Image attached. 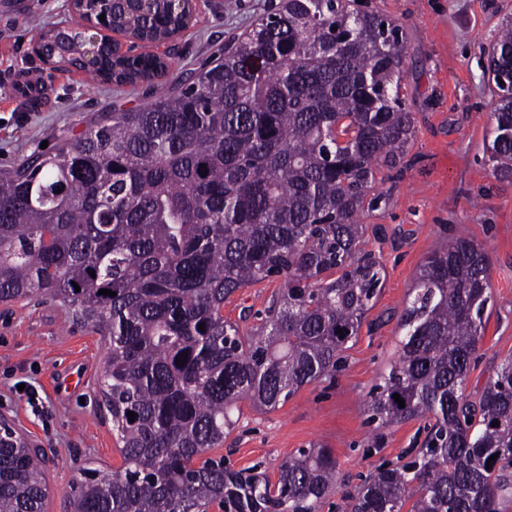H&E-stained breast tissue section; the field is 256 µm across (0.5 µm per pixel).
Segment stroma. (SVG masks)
<instances>
[{"mask_svg": "<svg viewBox=\"0 0 512 512\" xmlns=\"http://www.w3.org/2000/svg\"><path fill=\"white\" fill-rule=\"evenodd\" d=\"M369 2L407 33L404 102L416 130L401 168L382 185L386 207L364 218L373 229L366 248L385 266L384 287L333 383L303 387L268 413L243 408L223 447L208 452L235 470L270 471L295 450L322 443L340 471L338 492L322 512H343L344 492L380 464L408 461L425 438L421 419L376 430L367 421L366 397L397 358L407 294L438 242L468 238L490 259L491 301L467 379L470 401H479L512 356V182L494 176L484 150L493 127L486 51L512 0ZM274 3L195 0L188 27L163 47L167 85L178 86L188 70L218 58L225 42L247 34ZM76 21L67 0H0V170L78 137L104 113L150 100L145 85L95 83L32 54L40 28ZM280 286L274 279L240 290L225 302V317L237 319L244 307L264 310ZM105 356L100 337L60 303L35 297L0 304V415L48 460L44 512H67L71 488L86 469L122 464L99 386ZM21 380L38 392V406L16 391Z\"/></svg>", "mask_w": 512, "mask_h": 512, "instance_id": "stroma-1", "label": "stroma"}]
</instances>
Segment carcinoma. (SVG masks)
<instances>
[{"mask_svg":"<svg viewBox=\"0 0 512 512\" xmlns=\"http://www.w3.org/2000/svg\"><path fill=\"white\" fill-rule=\"evenodd\" d=\"M183 12L164 0L134 21L150 41L178 31ZM41 37L79 53L61 31ZM406 44L396 21L350 0H279L178 91L157 88L148 103L0 171V302L47 296L107 349L100 385L123 465L91 470L70 512H319L336 491L338 462L320 444L283 460L274 482L195 462L224 445L241 403L274 411L334 379L360 335L385 279L360 216L386 203L377 173L400 165L415 133L401 98ZM167 69L151 54L103 52L84 72L155 85ZM488 71L487 151L493 173L512 179V92L500 85L512 77L509 14ZM489 265L479 244L458 238L420 266L398 362L366 408L381 427L433 423L413 461L379 467L346 495L348 512H501L512 494V356L478 403L465 395ZM272 277L282 287L244 336L250 312L228 320L224 302ZM47 496L36 449L0 439V512H43Z\"/></svg>","mask_w":512,"mask_h":512,"instance_id":"cac0c4a2","label":"carcinoma"}]
</instances>
